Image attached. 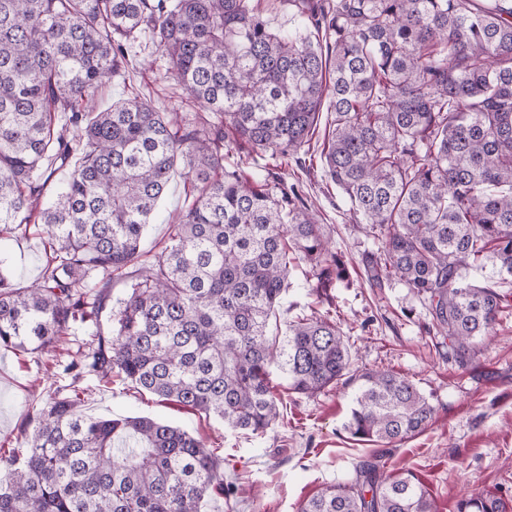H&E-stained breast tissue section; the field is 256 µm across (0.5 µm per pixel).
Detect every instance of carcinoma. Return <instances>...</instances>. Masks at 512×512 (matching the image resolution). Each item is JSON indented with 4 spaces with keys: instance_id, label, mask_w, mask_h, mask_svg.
Here are the masks:
<instances>
[{
    "instance_id": "cac0c4a2",
    "label": "carcinoma",
    "mask_w": 512,
    "mask_h": 512,
    "mask_svg": "<svg viewBox=\"0 0 512 512\" xmlns=\"http://www.w3.org/2000/svg\"><path fill=\"white\" fill-rule=\"evenodd\" d=\"M288 29L255 0H0V234L42 229L44 266L16 288L0 271V348L54 351L76 322L98 324L112 279L133 268L112 312L66 367L67 393L32 409L25 452L0 512H202L236 489L205 444L163 421L82 412L93 376L123 377L164 400L265 433L279 371L313 395L349 373L350 345L330 315L271 332L294 262L315 288L349 279L309 205L276 178L224 167L248 144L304 148L324 103L335 112L328 175L378 240L372 288L399 282L429 303V334L462 355L493 331L512 278V8L478 0H293ZM314 28L316 33L309 32ZM140 41L165 54L205 113L180 121L134 96L98 111V88ZM237 139L224 143V126ZM67 175L45 196L56 172ZM190 194L154 261L141 244L170 181ZM435 408L390 371L357 378L346 424L396 445ZM298 512H434L412 473L371 462ZM457 512H505L492 494Z\"/></svg>"
}]
</instances>
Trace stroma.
Wrapping results in <instances>:
<instances>
[{
  "label": "stroma",
  "mask_w": 512,
  "mask_h": 512,
  "mask_svg": "<svg viewBox=\"0 0 512 512\" xmlns=\"http://www.w3.org/2000/svg\"><path fill=\"white\" fill-rule=\"evenodd\" d=\"M167 67L155 48L133 46L125 71L99 89L97 106L104 109L138 93L162 112L198 111ZM333 120V112L322 109L308 145L296 155L282 158L245 147L225 163L297 184L330 247L349 262V281L323 294L315 290L308 265L297 263L276 312L278 326L302 315L329 313L349 339L351 373L389 370L412 380L435 407L428 427L396 447L355 440L343 428L353 407L352 388L297 394L277 373L271 384L281 401L280 416L261 436L230 430L217 417L160 400L120 377L107 386L84 377L83 411L95 419L152 417L217 449L225 480L238 488L235 512H297L302 500L352 478L356 464L366 460L378 463L387 475L415 473L431 493L436 512H457L460 499L482 492L498 494L512 512V303L495 333L460 358L441 337L426 333L430 316L421 296L400 283L369 286L364 265L379 243L325 174L322 148ZM185 183L182 176L174 177L158 217L149 224L143 240L146 260H154L167 244L170 226L184 206ZM43 265L42 237L35 228L0 236V271L15 286L38 279ZM93 327L75 324L51 356L0 348V450L21 448L33 430L26 422L31 408L43 405L49 389L71 383L63 368Z\"/></svg>",
  "instance_id": "35a3bbf8"
}]
</instances>
